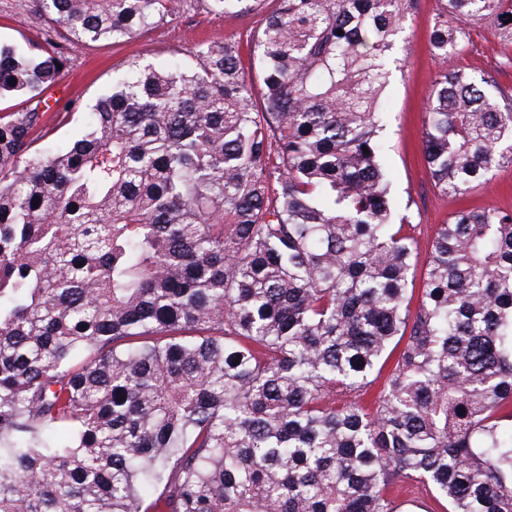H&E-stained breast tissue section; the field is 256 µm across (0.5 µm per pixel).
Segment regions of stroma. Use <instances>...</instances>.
Instances as JSON below:
<instances>
[{"label": "stroma", "mask_w": 512, "mask_h": 512, "mask_svg": "<svg viewBox=\"0 0 512 512\" xmlns=\"http://www.w3.org/2000/svg\"><path fill=\"white\" fill-rule=\"evenodd\" d=\"M271 7L270 0H265L261 11L227 20L208 12L198 2L189 12L157 25L135 41L72 52L69 71L54 91L44 94L49 110L42 117L43 123L51 129L57 146H67L85 130L86 107L109 89L114 70L124 68L135 58L160 66L174 53L188 52L205 40L234 42L241 53H248V39L259 28L264 11ZM439 8L438 0H418L406 23L408 40L397 49L406 65L395 72L385 99L390 120L384 137L390 146L387 166L394 204L399 214L410 216L416 225L415 234L422 241L436 225L446 223L461 204L512 210V165L495 169L464 203L439 195L425 168L422 131L431 83L437 72H485L512 90V44L503 43L494 27L472 28L461 55L441 60L431 54L428 35ZM46 27L44 19L35 14L32 0H0L1 41L38 42Z\"/></svg>", "instance_id": "stroma-1"}]
</instances>
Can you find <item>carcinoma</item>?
<instances>
[{"mask_svg": "<svg viewBox=\"0 0 512 512\" xmlns=\"http://www.w3.org/2000/svg\"><path fill=\"white\" fill-rule=\"evenodd\" d=\"M33 2L42 42H0V512H398L402 478L512 512V211L437 225L413 306L391 208L384 94L417 0H274L249 65L225 41L134 62L39 151L71 48L196 0ZM439 2L434 56L482 22L512 42V0ZM423 160L455 197L512 165V92L439 72Z\"/></svg>", "mask_w": 512, "mask_h": 512, "instance_id": "obj_1", "label": "carcinoma"}]
</instances>
